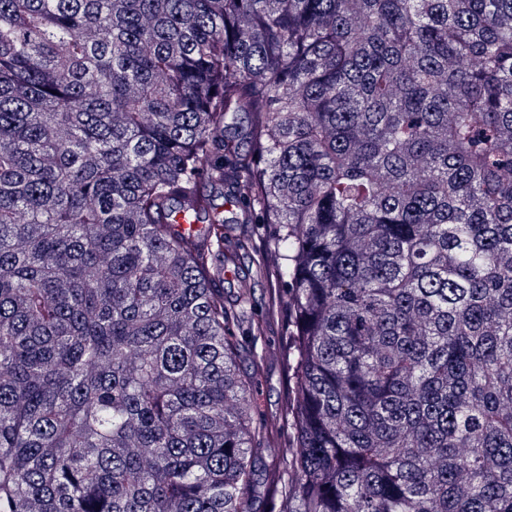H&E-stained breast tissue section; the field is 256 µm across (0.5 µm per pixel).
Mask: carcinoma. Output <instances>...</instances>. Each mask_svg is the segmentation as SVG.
<instances>
[{
    "mask_svg": "<svg viewBox=\"0 0 512 512\" xmlns=\"http://www.w3.org/2000/svg\"><path fill=\"white\" fill-rule=\"evenodd\" d=\"M267 498L512 512V0H0V512ZM288 376L279 359L265 361L260 376L257 400L261 410L268 415L283 416L287 408L285 397Z\"/></svg>",
    "mask_w": 512,
    "mask_h": 512,
    "instance_id": "1",
    "label": "carcinoma"
}]
</instances>
